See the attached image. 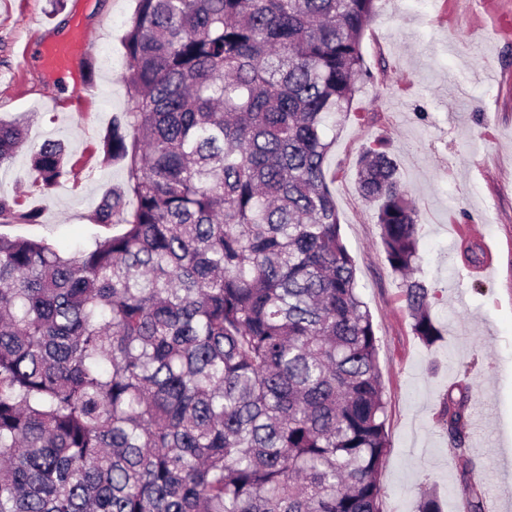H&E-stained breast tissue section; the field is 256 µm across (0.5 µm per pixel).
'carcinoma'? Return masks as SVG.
<instances>
[{
	"label": "carcinoma",
	"mask_w": 512,
	"mask_h": 512,
	"mask_svg": "<svg viewBox=\"0 0 512 512\" xmlns=\"http://www.w3.org/2000/svg\"><path fill=\"white\" fill-rule=\"evenodd\" d=\"M376 2L136 0L126 102L99 143L125 184L90 215L115 232L75 255L0 234V512H382L376 336L327 181ZM26 146L0 120V167ZM30 170L48 193L73 174L51 140ZM355 174L432 345L416 208L384 141ZM39 218L0 196V225ZM468 399L443 401L459 443Z\"/></svg>",
	"instance_id": "1"
}]
</instances>
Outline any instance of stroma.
<instances>
[{
  "label": "stroma",
  "mask_w": 512,
  "mask_h": 512,
  "mask_svg": "<svg viewBox=\"0 0 512 512\" xmlns=\"http://www.w3.org/2000/svg\"><path fill=\"white\" fill-rule=\"evenodd\" d=\"M134 0H0V119L20 120L28 143L62 139L74 167L70 183L43 193L18 154L0 166V195L40 212L38 223L0 226V233L47 240L71 254L111 236L89 216L124 174L102 162L99 137L125 101L122 37ZM442 0H377L362 49L367 74L349 119L336 129L329 156L330 190L341 236L370 310L387 403L391 452L380 475L383 512H416L436 492L445 512L461 502L462 457L474 465L485 504L512 512V469L495 462L512 452V39L486 27L481 14L448 31ZM76 44L67 75L51 72L27 49ZM93 39L91 52L81 51ZM87 83L70 92L68 78ZM381 139L397 161L420 224L418 277L438 288L432 313L442 338L425 345L411 330L401 290L381 247L373 205L353 171L362 147ZM467 220L471 236L454 240L449 218ZM494 249L484 274L468 259L474 245ZM483 396L467 410L466 454L440 423L448 390Z\"/></svg>",
  "instance_id": "stroma-1"
}]
</instances>
